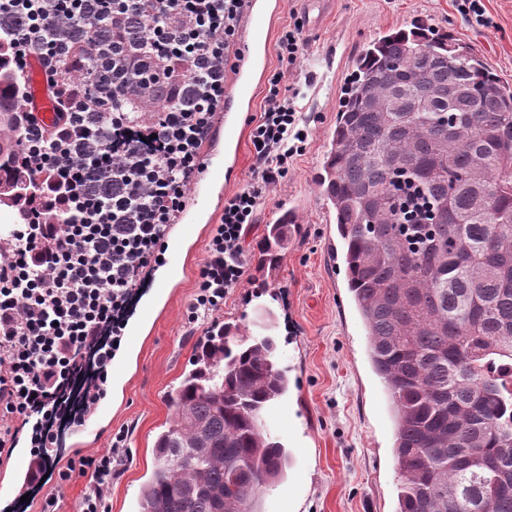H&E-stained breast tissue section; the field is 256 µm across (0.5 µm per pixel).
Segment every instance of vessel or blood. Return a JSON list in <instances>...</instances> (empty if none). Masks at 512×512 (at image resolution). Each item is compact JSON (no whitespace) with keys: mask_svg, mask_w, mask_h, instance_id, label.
I'll return each mask as SVG.
<instances>
[{"mask_svg":"<svg viewBox=\"0 0 512 512\" xmlns=\"http://www.w3.org/2000/svg\"><path fill=\"white\" fill-rule=\"evenodd\" d=\"M280 9V0H248L242 41L248 49L249 61L234 74L224 100V111L218 114L214 130L206 142L203 167L191 191V206L179 219V232L169 238L172 261L159 275L161 287H168L179 269L186 241L202 235L204 226L211 224L215 213L224 205L228 188L239 176L242 134L239 115L250 109L256 89L264 78L268 31ZM42 83L39 68H32L29 86L33 104L39 118L48 123L54 112L42 91Z\"/></svg>","mask_w":512,"mask_h":512,"instance_id":"1","label":"vessel or blood"}]
</instances>
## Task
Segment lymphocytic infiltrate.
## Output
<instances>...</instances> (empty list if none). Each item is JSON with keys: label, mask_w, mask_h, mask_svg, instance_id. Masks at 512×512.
Segmentation results:
<instances>
[{"label": "lymphocytic infiltrate", "mask_w": 512, "mask_h": 512, "mask_svg": "<svg viewBox=\"0 0 512 512\" xmlns=\"http://www.w3.org/2000/svg\"><path fill=\"white\" fill-rule=\"evenodd\" d=\"M247 0H0V41L19 76L46 75L51 124L15 87L22 155L41 188L24 200L23 223L0 233V461L31 426L34 472L58 468L46 420L63 416L83 357L93 354L95 403L125 311L144 268L161 262L165 234L201 168L203 144L224 108ZM94 22L96 40L79 36ZM293 97L271 88L250 131V182L224 200L211 230L192 331L209 332L246 275L243 242L268 187L305 148ZM128 430L103 452L80 458L90 475L79 512H109L114 462ZM61 481L71 471L58 468Z\"/></svg>", "instance_id": "f902f5d3"}]
</instances>
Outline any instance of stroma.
Masks as SVG:
<instances>
[{"mask_svg":"<svg viewBox=\"0 0 512 512\" xmlns=\"http://www.w3.org/2000/svg\"><path fill=\"white\" fill-rule=\"evenodd\" d=\"M270 32L266 79L251 111L258 116L270 78L299 89L297 109L308 127L306 148L288 175L268 188L245 242L246 257L257 255L268 225L285 212L295 216L288 248L273 283L258 288L254 278L232 291L218 315L241 336H273L277 360L287 368L290 389L261 413L262 426L292 457L286 479L264 496V512H395L399 472L394 459L395 422L390 399L372 370L365 324L347 288L335 212L316 183L336 126L341 92L359 53L383 33L422 23L469 45L512 83V0H483L486 22L466 21L456 0H326L308 9L304 0H282ZM299 30L306 43L296 62L277 51L286 31ZM206 256L197 247L186 271L171 285V298L151 334L142 336L128 358L124 382L112 389V426L130 431L121 472L109 491L111 512H135L152 469L157 434L171 417V393L194 354L197 336L185 313ZM80 411L57 428L53 447L61 464L93 456L106 441L74 446L75 432L88 418ZM88 479L67 482L49 475L44 483L0 488V512H39L50 493L61 512H78Z\"/></svg>","mask_w":512,"mask_h":512,"instance_id":"obj_1","label":"stroma"}]
</instances>
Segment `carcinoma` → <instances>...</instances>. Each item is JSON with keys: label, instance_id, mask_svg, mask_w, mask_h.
I'll return each mask as SVG.
<instances>
[{"label": "carcinoma", "instance_id": "carcinoma-1", "mask_svg": "<svg viewBox=\"0 0 512 512\" xmlns=\"http://www.w3.org/2000/svg\"><path fill=\"white\" fill-rule=\"evenodd\" d=\"M0 43V207L20 210L16 77ZM319 186L391 401L396 512H512V85L446 33L388 31L345 87ZM291 212L273 225V270ZM272 336L202 338L136 512H262L288 451L256 423L288 394ZM242 483L225 487L228 475Z\"/></svg>", "mask_w": 512, "mask_h": 512}]
</instances>
